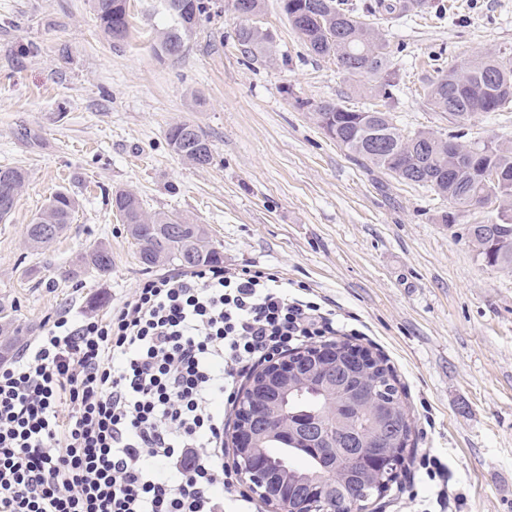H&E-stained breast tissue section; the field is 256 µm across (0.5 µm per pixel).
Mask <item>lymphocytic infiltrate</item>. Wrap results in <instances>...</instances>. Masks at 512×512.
Segmentation results:
<instances>
[{
	"instance_id": "lymphocytic-infiltrate-1",
	"label": "lymphocytic infiltrate",
	"mask_w": 512,
	"mask_h": 512,
	"mask_svg": "<svg viewBox=\"0 0 512 512\" xmlns=\"http://www.w3.org/2000/svg\"><path fill=\"white\" fill-rule=\"evenodd\" d=\"M275 274L206 265L102 316L59 317L0 364V512H224V418L248 368L340 332Z\"/></svg>"
}]
</instances>
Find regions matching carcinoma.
<instances>
[{
  "instance_id": "1",
  "label": "carcinoma",
  "mask_w": 512,
  "mask_h": 512,
  "mask_svg": "<svg viewBox=\"0 0 512 512\" xmlns=\"http://www.w3.org/2000/svg\"><path fill=\"white\" fill-rule=\"evenodd\" d=\"M103 31L115 41L129 34L127 0H90ZM168 24L156 54L180 59L202 19L211 15L215 0H164ZM252 17L238 19L234 40L253 60L272 57V36L258 25L264 0H246ZM281 9L298 33L308 54L334 58L338 66L357 78V88L384 102V108L355 110L342 104L303 102L316 123L332 129L331 139L378 168L400 179L429 187L456 207L465 209L476 197L512 200V143L495 140L473 142V152L458 154L446 147L457 136L430 130L403 132L396 124L394 90L400 73L392 60L385 36L347 6V0H280ZM435 8L432 0H365L362 11L398 15H424ZM425 96L433 109L448 113L457 123L490 114L512 105V69L493 54L480 55L448 70L427 83ZM172 152L190 165L204 169L214 159L213 144L197 124L182 121L166 132ZM496 169L503 178L484 181L483 172ZM27 173L14 166H0V223L11 217ZM78 200L68 190L56 192L26 229V243L43 248L66 230ZM112 211L127 225L139 247V259L148 267L178 263L184 267L214 264L220 254L209 241L207 229L191 219L166 212H148L140 196L117 189ZM464 234L476 245L487 265L512 269V208L498 212L497 221L468 224ZM92 269L101 275L112 269V254L99 243L76 258L66 274ZM0 342L9 351L17 342L13 320L0 305ZM311 348L290 353L306 367L288 381V387H268L257 400L252 389L265 373L251 375L240 400L235 428L245 421L248 406L269 415L288 409V421L277 420L280 432L271 435L257 428L253 445L266 451L270 470L281 473L288 496L299 512H350L353 500L364 491L368 500L381 496L397 482L411 442L412 426L406 393L388 361L374 356L360 374H326L311 369ZM316 421L322 432L303 433L304 422ZM382 441L385 453L374 456L356 448H372Z\"/></svg>"
}]
</instances>
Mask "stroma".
I'll list each match as a JSON object with an SVG mask.
<instances>
[{
	"label": "stroma",
	"mask_w": 512,
	"mask_h": 512,
	"mask_svg": "<svg viewBox=\"0 0 512 512\" xmlns=\"http://www.w3.org/2000/svg\"><path fill=\"white\" fill-rule=\"evenodd\" d=\"M273 60L250 61L232 40L228 10L203 21L180 60L158 57L159 0H128L130 35L108 37L89 0H0V165L28 175L9 223H0V302L26 347L59 316L102 315L160 276L113 213V190L148 211L206 227L228 268L274 273L289 293H312L349 328L340 339L387 357L408 395L413 448L399 486L372 512L434 508L422 455L448 468L446 512H512V270L487 265L461 231L496 216L495 205L442 221L451 205L356 160L325 136L300 101L355 109L372 98L335 60L307 54L265 0ZM429 18L369 16L401 74L397 123L462 142H512V106L452 123L422 86L477 54L512 67V0H448ZM210 137L214 161L184 163L166 144L174 123ZM36 135L29 143L21 129ZM80 206L43 249L28 224L58 189ZM112 253L104 276L61 273L97 243Z\"/></svg>",
	"instance_id": "obj_1"
}]
</instances>
